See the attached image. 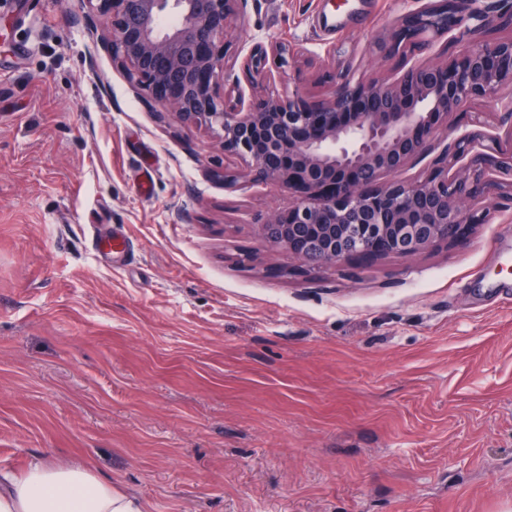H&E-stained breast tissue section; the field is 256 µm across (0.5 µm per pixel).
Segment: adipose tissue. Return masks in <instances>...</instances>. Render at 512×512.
Masks as SVG:
<instances>
[{"instance_id":"obj_1","label":"adipose tissue","mask_w":512,"mask_h":512,"mask_svg":"<svg viewBox=\"0 0 512 512\" xmlns=\"http://www.w3.org/2000/svg\"><path fill=\"white\" fill-rule=\"evenodd\" d=\"M0 512H146V507L90 468L39 459L23 473L0 474Z\"/></svg>"}]
</instances>
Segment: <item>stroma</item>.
<instances>
[{
	"label": "stroma",
	"instance_id": "1",
	"mask_svg": "<svg viewBox=\"0 0 512 512\" xmlns=\"http://www.w3.org/2000/svg\"><path fill=\"white\" fill-rule=\"evenodd\" d=\"M417 0H247L308 100L398 60ZM83 0H0V468L91 467L148 512H512V200L409 260L313 269L217 138L133 86ZM108 224L130 259L90 250Z\"/></svg>",
	"mask_w": 512,
	"mask_h": 512
}]
</instances>
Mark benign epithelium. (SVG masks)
Returning a JSON list of instances; mask_svg holds the SVG:
<instances>
[{
	"label": "benign epithelium",
	"mask_w": 512,
	"mask_h": 512,
	"mask_svg": "<svg viewBox=\"0 0 512 512\" xmlns=\"http://www.w3.org/2000/svg\"><path fill=\"white\" fill-rule=\"evenodd\" d=\"M93 1L112 27L102 47L160 105L159 118L173 114L213 131L224 156L243 164L224 170V185L244 180L295 195L260 232L307 267L410 259L480 223L472 204L484 192L512 197V182L489 178L492 170L512 171V147L480 130L486 113L469 111L478 100H502L504 87H512V37H485L512 26V6L500 12L481 0H424L376 45L401 57L394 73L349 79L311 103L296 74L291 92L265 89L247 100L221 79L225 41L245 0ZM166 17L173 22L162 24ZM436 45L444 60L418 58ZM452 45L461 49L450 58ZM297 56L284 43L258 44L242 67L255 87ZM454 114L477 130L448 143L426 174L400 179L432 151ZM480 139L486 149L475 152Z\"/></svg>",
	"instance_id": "1"
}]
</instances>
